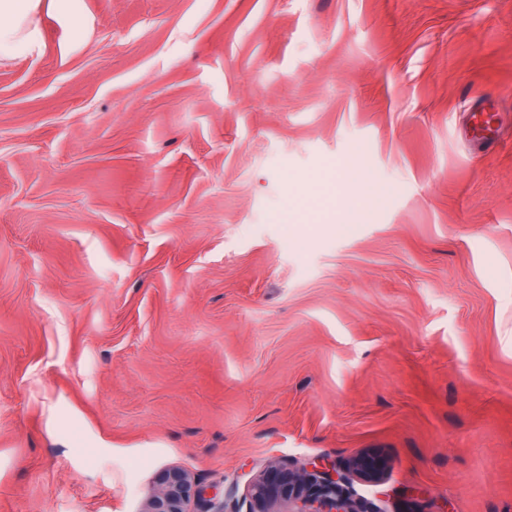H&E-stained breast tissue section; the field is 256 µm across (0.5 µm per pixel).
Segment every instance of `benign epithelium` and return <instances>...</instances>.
Here are the masks:
<instances>
[{
  "mask_svg": "<svg viewBox=\"0 0 512 512\" xmlns=\"http://www.w3.org/2000/svg\"><path fill=\"white\" fill-rule=\"evenodd\" d=\"M295 484L299 490L279 497L266 476L252 479L249 512H357L334 472L314 466L304 470ZM310 484L316 492L303 490ZM140 512H224V494L208 491L185 469L169 467L158 476Z\"/></svg>",
  "mask_w": 512,
  "mask_h": 512,
  "instance_id": "benign-epithelium-1",
  "label": "benign epithelium"
}]
</instances>
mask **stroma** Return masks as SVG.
Instances as JSON below:
<instances>
[{
	"label": "stroma",
	"mask_w": 512,
	"mask_h": 512,
	"mask_svg": "<svg viewBox=\"0 0 512 512\" xmlns=\"http://www.w3.org/2000/svg\"><path fill=\"white\" fill-rule=\"evenodd\" d=\"M85 5L0 62V512H512V0ZM50 9L58 21L70 31L76 42H80L85 29L89 26L83 9L82 0H49ZM300 487L314 485L316 492L303 489L285 497L275 495L267 476L260 475L249 483L250 504L247 512H358L345 494L342 479L336 472L318 468L305 469L293 483ZM196 502L198 509L191 510ZM140 512H224V493L209 492L191 472L169 467L158 476Z\"/></svg>",
	"instance_id": "obj_1"
}]
</instances>
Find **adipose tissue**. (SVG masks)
I'll return each instance as SVG.
<instances>
[{
	"label": "adipose tissue",
	"instance_id": "adipose-tissue-1",
	"mask_svg": "<svg viewBox=\"0 0 512 512\" xmlns=\"http://www.w3.org/2000/svg\"><path fill=\"white\" fill-rule=\"evenodd\" d=\"M49 2L58 21L75 38H82L89 22L83 0H0V60H25L42 49L37 16L42 2Z\"/></svg>",
	"mask_w": 512,
	"mask_h": 512
}]
</instances>
